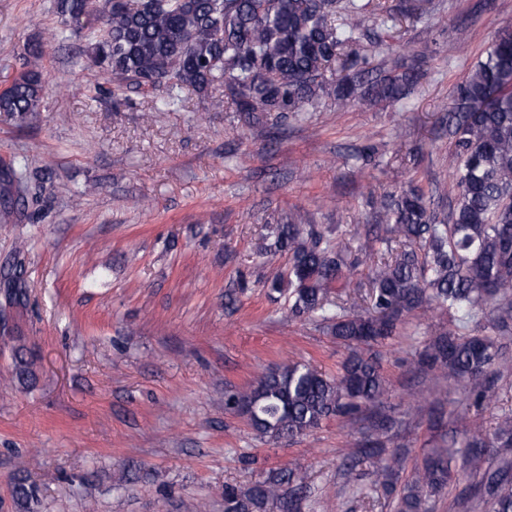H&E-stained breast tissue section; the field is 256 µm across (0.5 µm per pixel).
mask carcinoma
Returning a JSON list of instances; mask_svg holds the SVG:
<instances>
[{
    "instance_id": "cac0c4a2",
    "label": "carcinoma",
    "mask_w": 512,
    "mask_h": 512,
    "mask_svg": "<svg viewBox=\"0 0 512 512\" xmlns=\"http://www.w3.org/2000/svg\"><path fill=\"white\" fill-rule=\"evenodd\" d=\"M54 10V36L84 42L91 65L109 77L111 87L98 92L151 93L154 112L173 110L190 93L218 92L247 125L264 128L325 101L361 109L400 103L423 77L417 55L376 67L368 56L382 49L380 30L421 16L420 0H55ZM42 55V42L24 46L20 73L0 92V115L20 123L38 117ZM447 128L456 189L448 214L413 184L373 198L389 235L371 238L369 255L377 260L368 268L367 310L332 296L358 259L312 225L290 218L276 226L270 247L290 256L288 318L328 323L349 353L334 375L298 362L264 372L249 389L227 391L224 405L276 442L307 435L331 417L355 420L389 393L364 348L395 336L420 309L444 310L455 325L426 344L418 364L438 381L458 380L477 416L462 417L461 439L427 455L398 512H432L424 494L477 475L489 512H512V465L491 468L496 449L512 447V413L497 415L491 432L478 420L493 406L494 367L512 361V26L494 35L456 85ZM9 186L28 192L26 160L12 169ZM395 242L405 250L390 259ZM488 314L491 334L483 333ZM394 425L387 415L372 422L377 451ZM403 462L391 450L373 471V488L391 494ZM303 483L288 469L245 493L226 486L224 512H265L270 503L300 512Z\"/></svg>"
}]
</instances>
